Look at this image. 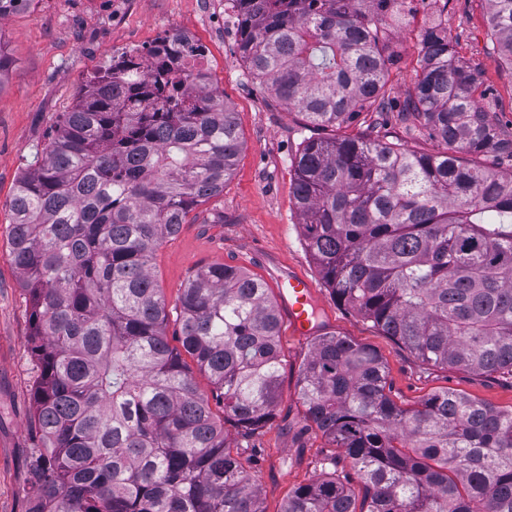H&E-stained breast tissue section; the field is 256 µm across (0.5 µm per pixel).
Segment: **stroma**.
<instances>
[{"instance_id":"1","label":"stroma","mask_w":512,"mask_h":512,"mask_svg":"<svg viewBox=\"0 0 512 512\" xmlns=\"http://www.w3.org/2000/svg\"><path fill=\"white\" fill-rule=\"evenodd\" d=\"M403 9L405 22L387 30L401 56L390 74L395 98L412 90L422 35L436 18L459 56L481 67L502 125L512 124V69L488 50L483 0H406ZM174 28L206 48L214 87L236 114L243 147L223 195L194 209L181 232L153 255L152 270L168 307L177 305L188 277L209 264L246 269L274 292L279 278L292 271L314 289L322 331L379 352L399 405L410 408L431 392L450 389L512 409V377L424 365L371 322L336 304L305 249L291 194L293 161L313 130L250 77L235 53L232 13L224 0H32L0 19V45L13 60L0 86V512H26L37 378L28 300L11 256L9 201L23 164L71 108L87 77L124 49L151 46ZM281 345L276 419L248 439L232 440L250 459L263 512H280L289 491L320 475V461L331 451L306 420L297 394V370L311 341L285 325Z\"/></svg>"}]
</instances>
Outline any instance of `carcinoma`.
<instances>
[{
	"mask_svg": "<svg viewBox=\"0 0 512 512\" xmlns=\"http://www.w3.org/2000/svg\"><path fill=\"white\" fill-rule=\"evenodd\" d=\"M225 2L235 54L308 125L386 112L398 62L386 26L401 0ZM485 2L492 50L512 69V0ZM161 42L149 65L121 56L93 73L9 202L39 369L27 512H263L225 424L246 437L276 417L277 305L246 270L203 266L175 307L178 349L151 273L158 246L224 193L241 149L202 47ZM487 94L431 23L398 116L446 151H411L370 126L311 136L291 193L341 305L426 364L512 376V135ZM297 388L364 494L356 503L328 456L281 512H512V410L449 390L402 407L379 353L334 332L315 338Z\"/></svg>",
	"mask_w": 512,
	"mask_h": 512,
	"instance_id": "1",
	"label": "carcinoma"
}]
</instances>
